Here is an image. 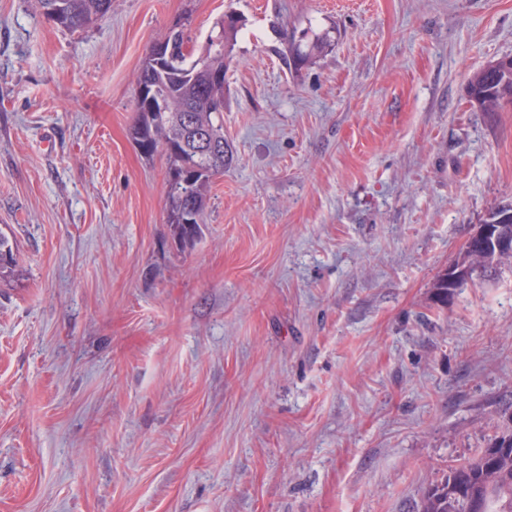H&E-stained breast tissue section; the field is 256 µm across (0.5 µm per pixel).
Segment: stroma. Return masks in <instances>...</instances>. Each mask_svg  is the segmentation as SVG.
I'll list each match as a JSON object with an SVG mask.
<instances>
[{"instance_id":"35a3bbf8","label":"stroma","mask_w":512,"mask_h":512,"mask_svg":"<svg viewBox=\"0 0 512 512\" xmlns=\"http://www.w3.org/2000/svg\"><path fill=\"white\" fill-rule=\"evenodd\" d=\"M239 16L231 159L167 222L129 127L175 25ZM327 32L286 65L285 35ZM512 0H0V512H412L512 395V266L439 296L512 203ZM38 3L49 18L61 14L68 22L62 28L69 32L82 31L112 11V0H38ZM503 63L510 65V59L498 62L497 66L487 64L470 79L469 96L481 112H499L506 104L512 103V68L498 66Z\"/></svg>"}]
</instances>
